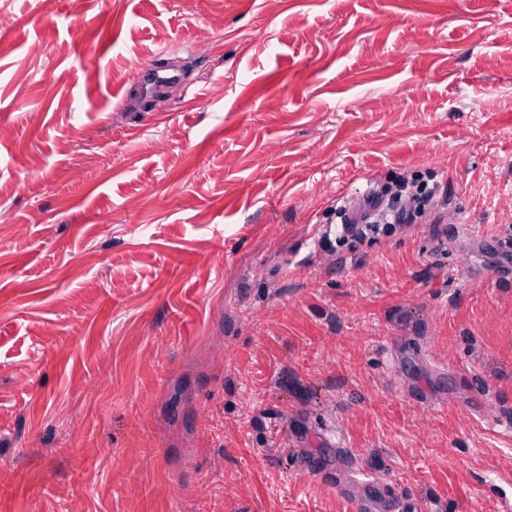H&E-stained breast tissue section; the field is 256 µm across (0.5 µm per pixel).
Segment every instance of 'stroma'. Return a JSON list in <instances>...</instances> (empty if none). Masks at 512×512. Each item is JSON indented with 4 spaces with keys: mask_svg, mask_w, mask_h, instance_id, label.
<instances>
[{
    "mask_svg": "<svg viewBox=\"0 0 512 512\" xmlns=\"http://www.w3.org/2000/svg\"><path fill=\"white\" fill-rule=\"evenodd\" d=\"M511 243L512 0H0V512H501ZM136 75L141 82L145 95L157 92L168 82L180 79V74L175 70H160L153 64L140 67ZM359 494L347 497L355 504V512H421L423 507L417 501L394 502L387 495L389 484L382 480H368L362 483ZM401 503V505H400Z\"/></svg>",
    "mask_w": 512,
    "mask_h": 512,
    "instance_id": "35a3bbf8",
    "label": "stroma"
}]
</instances>
